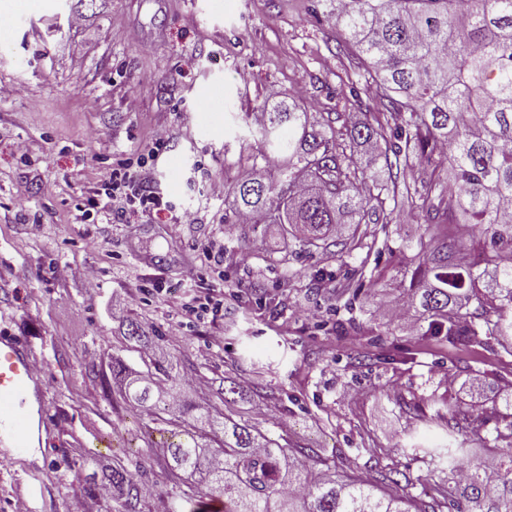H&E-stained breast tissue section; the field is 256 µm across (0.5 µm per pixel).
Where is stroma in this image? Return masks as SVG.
Here are the masks:
<instances>
[{"label": "stroma", "instance_id": "35a3bbf8", "mask_svg": "<svg viewBox=\"0 0 512 512\" xmlns=\"http://www.w3.org/2000/svg\"><path fill=\"white\" fill-rule=\"evenodd\" d=\"M321 9L318 0H0V16L16 19L0 46V83L27 91L0 101V329L37 346L52 419L40 447L0 458V512H116L100 487L117 465L151 489L138 512H170L186 490L162 456L179 425L145 422L112 376L116 357L145 368L125 336L129 319L160 333L154 356L177 362L190 399L280 444L319 449L350 475L392 464L416 496L443 476L428 450L485 457L490 427L476 419L472 380L491 397L511 392L512 344L488 337L462 348L392 319L390 307L411 296L416 244L431 234L415 212L344 225L338 245L307 256L290 252L280 225L237 224L229 192L207 193L250 167L252 113L292 98L314 115L361 118L348 89L357 59L337 53L341 31ZM75 12L88 17L84 29L70 28ZM75 45L86 51L78 69L66 54ZM130 98L138 111H127ZM159 124L171 139L155 187L193 223L170 224L164 212L133 224L86 217L113 157L147 150ZM47 180L57 184L49 196L39 191ZM232 223L252 245L247 261L222 238ZM206 247L223 252L221 265H201ZM184 284L218 291L221 316L174 330L173 290ZM232 381L245 396L228 406ZM452 417L468 418L466 434L449 437ZM29 485L41 493L25 504Z\"/></svg>", "mask_w": 512, "mask_h": 512}]
</instances>
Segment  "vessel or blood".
I'll list each match as a JSON object with an SVG mask.
<instances>
[{"label": "vessel or blood", "mask_w": 512, "mask_h": 512, "mask_svg": "<svg viewBox=\"0 0 512 512\" xmlns=\"http://www.w3.org/2000/svg\"><path fill=\"white\" fill-rule=\"evenodd\" d=\"M32 343L12 332L0 334V446L25 451L33 433L48 428L43 372L35 368Z\"/></svg>", "instance_id": "1"}]
</instances>
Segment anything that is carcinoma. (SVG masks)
Masks as SVG:
<instances>
[{
	"mask_svg": "<svg viewBox=\"0 0 512 512\" xmlns=\"http://www.w3.org/2000/svg\"><path fill=\"white\" fill-rule=\"evenodd\" d=\"M324 21L344 31L361 61L363 89L387 101L341 132L279 104L256 127L253 161L276 162L277 174L233 187L237 214L253 224H286L310 254L347 215L389 224L404 208L436 228L417 243L409 311L426 323L419 335L468 346L484 336L512 337V0H325ZM429 164L417 188L406 181L416 160ZM483 236L469 258L445 226ZM127 337L140 349L152 339L133 320ZM125 383L129 403L154 415L174 408L185 439L170 443L168 467L196 480L201 496H224V512H512V397L491 407L494 448L488 462L461 477L448 469L433 493L391 491L400 471L351 478L318 451L286 448L258 428L181 395L178 365L152 360ZM219 428L224 444L204 448L197 432ZM120 512H137L143 485L120 465L107 475Z\"/></svg>",
	"mask_w": 512,
	"mask_h": 512,
	"instance_id": "obj_1",
	"label": "carcinoma"
}]
</instances>
